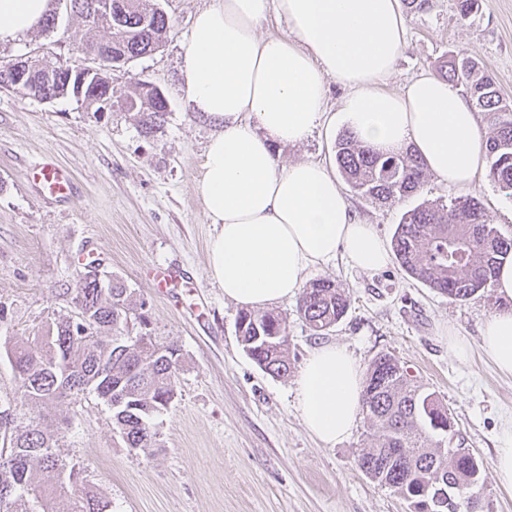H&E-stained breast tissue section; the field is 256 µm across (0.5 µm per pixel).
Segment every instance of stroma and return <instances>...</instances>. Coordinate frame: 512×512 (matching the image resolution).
Here are the masks:
<instances>
[{
	"label": "stroma",
	"instance_id": "stroma-1",
	"mask_svg": "<svg viewBox=\"0 0 512 512\" xmlns=\"http://www.w3.org/2000/svg\"><path fill=\"white\" fill-rule=\"evenodd\" d=\"M213 2L149 0L169 20L162 46L112 72L113 99L138 78L166 95L169 114L151 137L140 134L131 112H97L71 96L44 102L0 89V402L27 413L7 352L73 315L67 290L82 272L73 258L90 246L102 267L144 302L152 335L182 350L176 395L154 420L159 445L149 453L127 448L112 428L111 409L96 396L56 408L71 420L62 456L86 466L112 512H409L397 492L357 466L369 432L365 419L332 446L304 427L296 381L323 343L346 347L364 368L381 353L403 361L447 406L460 432L449 447L464 445L481 462L490 512H512V490L499 485L494 471L499 440L512 428V374L499 371L480 345L485 322L512 308V299L491 288L451 301L409 277L397 260L366 272L341 252L311 273L335 280L350 297L347 314L326 335H313L296 299L273 305L288 320L289 375L265 373L244 351L235 327L240 306L225 299L208 272L214 226L197 190L217 128L191 112L181 73L193 19ZM54 9L57 33L34 30L0 43V57L78 60L85 24L59 2ZM456 14V0H430L425 12L407 16V47L386 90L404 92L412 78L436 73L460 51L483 64L512 103V0H481L463 23ZM346 130L343 122H322L302 144L279 147L278 158L334 165V144ZM45 155L77 176L81 194L68 205L39 200L28 182L31 163ZM470 194L491 224L512 236V198L488 180ZM457 196L430 174L420 191L386 204L351 191L346 199L355 221L374 225L388 242L406 211ZM148 264L183 266L189 280L177 293L161 290L144 276ZM452 334L470 343L468 362L449 356Z\"/></svg>",
	"mask_w": 512,
	"mask_h": 512
}]
</instances>
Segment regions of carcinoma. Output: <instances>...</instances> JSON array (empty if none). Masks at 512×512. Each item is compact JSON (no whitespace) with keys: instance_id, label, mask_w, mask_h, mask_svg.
Listing matches in <instances>:
<instances>
[{"instance_id":"cac0c4a2","label":"carcinoma","mask_w":512,"mask_h":512,"mask_svg":"<svg viewBox=\"0 0 512 512\" xmlns=\"http://www.w3.org/2000/svg\"><path fill=\"white\" fill-rule=\"evenodd\" d=\"M70 12L85 19L81 47L103 48L125 61L158 49L168 17L143 0H132L135 11L115 15L91 13L93 0H65ZM439 76L463 86L487 122L485 150L488 178L512 197V105L501 97L490 74L471 58L456 55L440 68ZM34 96L42 92L66 97L60 84L21 87ZM128 111L136 114L141 133L148 136L165 122L168 111L137 79L125 95ZM334 158L351 188L375 202L385 203L416 193L426 178L417 155L381 153L345 135L335 142ZM401 268L413 279L453 300L463 302L491 286L496 269L512 260V238L490 224L479 200L460 198L447 206L424 203L406 212L392 240ZM75 316L56 325V333L39 349L18 345L9 361L19 380L23 403L39 409L37 418L23 422L10 409L0 408V421L11 431L10 449L0 451V512H18L31 501V512H107L104 502L86 483L85 466L75 480L63 484L61 473L72 467L59 452L70 421L51 419L50 409L66 399L94 393L112 404V391L129 395L130 404L112 408V425L128 447L144 453L155 447L156 415L169 406L175 389L180 347L159 343L152 336L135 338L125 331L134 311L131 291L122 279L90 266L70 289ZM350 300L336 281L314 279L303 288L297 310L320 336L347 313ZM236 332L247 355L266 373L281 377L291 369L288 345L271 346L265 336L288 335V323L278 313L242 310ZM362 411L374 431V441L358 456V468L372 481L394 489L408 502L409 512H423L425 491L442 479L478 494L473 504L457 502L444 512H484L481 464L442 446L454 432L446 408L435 393L408 373L402 361L389 354L375 357L365 374Z\"/></svg>"}]
</instances>
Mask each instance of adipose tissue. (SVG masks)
<instances>
[{
  "mask_svg": "<svg viewBox=\"0 0 512 512\" xmlns=\"http://www.w3.org/2000/svg\"><path fill=\"white\" fill-rule=\"evenodd\" d=\"M50 10L51 0H0V42L34 29ZM271 11L287 33L263 34ZM405 48L400 0H216L196 15L182 72L192 111L218 128L198 192L215 226L209 273L226 299L259 310L295 297L341 246L364 271L390 261L373 225L354 222L331 167L275 156L276 146L302 143L325 119L326 78L346 88L341 113L362 144L414 150L451 189L486 174L477 114L450 83L423 73L402 93L383 90ZM481 344L512 374V309L487 320ZM362 392L363 371L345 347H315L297 381L304 426L323 444L342 441Z\"/></svg>",
  "mask_w": 512,
  "mask_h": 512,
  "instance_id": "ef3b65f1",
  "label": "adipose tissue"
}]
</instances>
